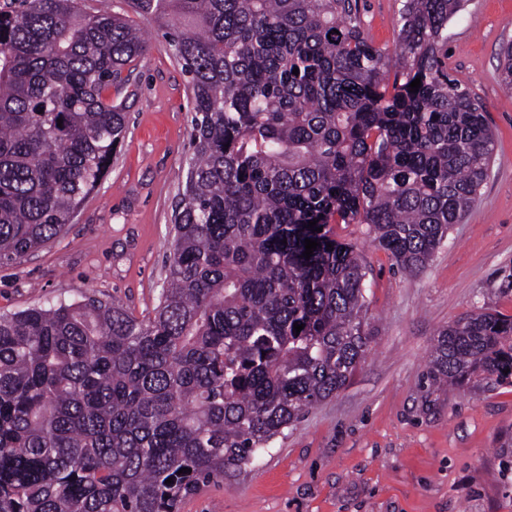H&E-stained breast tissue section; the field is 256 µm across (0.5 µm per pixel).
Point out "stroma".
Masks as SVG:
<instances>
[{"instance_id": "obj_1", "label": "stroma", "mask_w": 512, "mask_h": 512, "mask_svg": "<svg viewBox=\"0 0 512 512\" xmlns=\"http://www.w3.org/2000/svg\"><path fill=\"white\" fill-rule=\"evenodd\" d=\"M362 29L393 51L401 0H357ZM146 42L119 98L127 133L102 183L55 241L0 266V313L48 299L118 301L153 316L182 191L191 90L165 37L171 22L135 17ZM512 41V0H467L448 25V70L484 104L494 163L477 200L422 272L338 228L367 266L372 351L337 394L180 512H512V384L448 392L427 379L438 330L484 308L512 315V102L498 53Z\"/></svg>"}]
</instances>
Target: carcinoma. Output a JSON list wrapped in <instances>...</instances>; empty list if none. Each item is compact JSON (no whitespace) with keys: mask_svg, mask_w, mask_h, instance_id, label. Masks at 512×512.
Wrapping results in <instances>:
<instances>
[{"mask_svg":"<svg viewBox=\"0 0 512 512\" xmlns=\"http://www.w3.org/2000/svg\"><path fill=\"white\" fill-rule=\"evenodd\" d=\"M465 3L403 0L394 65L354 0H132L173 20L192 89L167 276L146 320L96 298L0 314V512H179L346 385L372 336L363 257L334 225L419 273L493 160L485 106L442 56ZM145 47L77 0L0 11V265L57 239L101 182L127 129L109 91ZM501 56L511 101V43ZM429 374L511 382L512 315L440 329Z\"/></svg>","mask_w":512,"mask_h":512,"instance_id":"1","label":"carcinoma"}]
</instances>
